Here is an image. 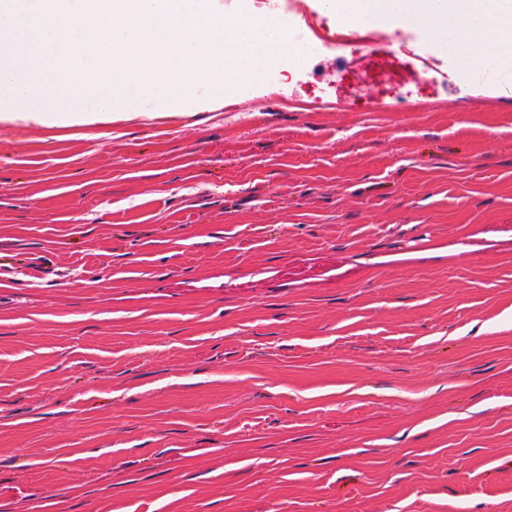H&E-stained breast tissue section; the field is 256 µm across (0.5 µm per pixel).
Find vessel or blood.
<instances>
[{"label":"vessel or blood","instance_id":"vessel-or-blood-1","mask_svg":"<svg viewBox=\"0 0 512 512\" xmlns=\"http://www.w3.org/2000/svg\"><path fill=\"white\" fill-rule=\"evenodd\" d=\"M351 277V271L343 269L341 263L337 262L336 251L332 248L290 260L251 264L237 271H224L217 275L219 285L225 292L242 299L292 285L336 288Z\"/></svg>","mask_w":512,"mask_h":512}]
</instances>
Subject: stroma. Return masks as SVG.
I'll return each mask as SVG.
<instances>
[{
	"instance_id": "obj_1",
	"label": "stroma",
	"mask_w": 512,
	"mask_h": 512,
	"mask_svg": "<svg viewBox=\"0 0 512 512\" xmlns=\"http://www.w3.org/2000/svg\"><path fill=\"white\" fill-rule=\"evenodd\" d=\"M303 3L243 97L0 120V512H512V85L403 20L303 57ZM342 268L343 264L336 262V250L328 248L316 254H304L291 260H275L251 264L233 272H218L209 279H218L219 283L210 288H224V293H231L242 299L292 285L336 288L352 278L351 270L340 271Z\"/></svg>"
}]
</instances>
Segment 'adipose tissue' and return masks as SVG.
<instances>
[{
    "instance_id": "adipose-tissue-1",
    "label": "adipose tissue",
    "mask_w": 512,
    "mask_h": 512,
    "mask_svg": "<svg viewBox=\"0 0 512 512\" xmlns=\"http://www.w3.org/2000/svg\"><path fill=\"white\" fill-rule=\"evenodd\" d=\"M362 6L383 25L403 16L432 32L450 25L463 32L475 27L469 43L480 58L512 40V0H363Z\"/></svg>"
}]
</instances>
